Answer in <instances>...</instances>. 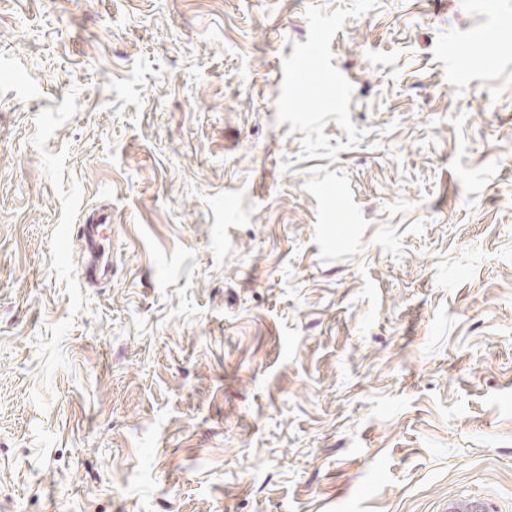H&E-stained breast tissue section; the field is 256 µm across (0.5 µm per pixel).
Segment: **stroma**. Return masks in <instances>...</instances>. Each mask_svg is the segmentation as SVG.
Segmentation results:
<instances>
[{
    "label": "stroma",
    "mask_w": 512,
    "mask_h": 512,
    "mask_svg": "<svg viewBox=\"0 0 512 512\" xmlns=\"http://www.w3.org/2000/svg\"><path fill=\"white\" fill-rule=\"evenodd\" d=\"M474 506L512 512V0H0V512ZM82 223L75 227L81 243L85 271L87 274L104 277L112 268V262L105 257L103 244L111 236L112 215L105 210L93 211L85 215Z\"/></svg>",
    "instance_id": "1"
}]
</instances>
